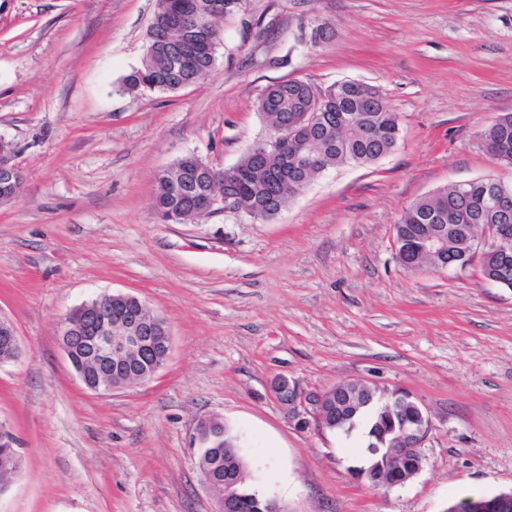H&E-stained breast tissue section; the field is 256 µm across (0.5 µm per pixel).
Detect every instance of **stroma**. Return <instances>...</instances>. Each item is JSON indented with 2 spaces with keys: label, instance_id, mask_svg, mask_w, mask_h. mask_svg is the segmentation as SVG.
Here are the masks:
<instances>
[{
  "label": "stroma",
  "instance_id": "1",
  "mask_svg": "<svg viewBox=\"0 0 512 512\" xmlns=\"http://www.w3.org/2000/svg\"><path fill=\"white\" fill-rule=\"evenodd\" d=\"M156 0H0V142L23 191L0 205V421L21 469L0 512H218L196 466L198 422L236 435L249 487L286 512H443L512 491V288L477 267L410 271L394 226L450 183L512 182L480 134L512 113V0H242L213 71L129 94ZM334 34L314 44L312 28ZM356 79L386 93L403 137L332 169L270 220L153 215L156 175L192 153L236 164L267 135L274 83ZM131 294L172 330L155 380L87 390L62 318ZM350 380L411 391L432 426L424 466L391 489L357 478L358 439L295 425L270 392ZM0 336L2 338L0 363L18 360L22 351L16 329L11 321L3 318L0 319Z\"/></svg>",
  "mask_w": 512,
  "mask_h": 512
}]
</instances>
